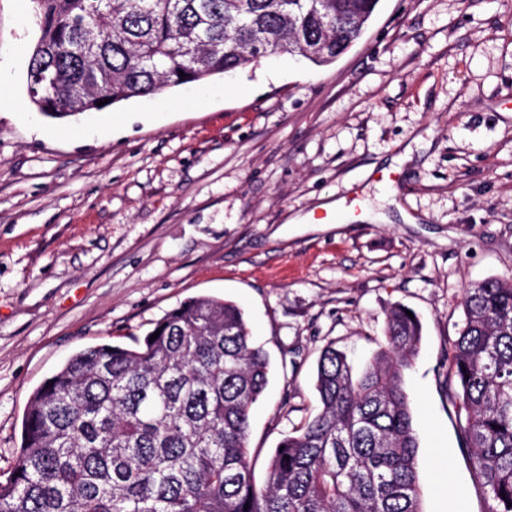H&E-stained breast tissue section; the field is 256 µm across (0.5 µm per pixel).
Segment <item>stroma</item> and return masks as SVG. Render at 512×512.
<instances>
[{"mask_svg":"<svg viewBox=\"0 0 512 512\" xmlns=\"http://www.w3.org/2000/svg\"><path fill=\"white\" fill-rule=\"evenodd\" d=\"M39 37L33 0H0V472L45 378L209 295L271 360L248 438L263 480L319 410L322 349L362 369L399 303L422 324L423 512H487L441 366L465 289L512 277V0H381L330 65L272 55L70 121L27 101ZM328 202V225L299 223Z\"/></svg>","mask_w":512,"mask_h":512,"instance_id":"stroma-1","label":"stroma"}]
</instances>
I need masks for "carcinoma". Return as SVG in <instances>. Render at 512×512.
<instances>
[{
  "label": "carcinoma",
  "mask_w": 512,
  "mask_h": 512,
  "mask_svg": "<svg viewBox=\"0 0 512 512\" xmlns=\"http://www.w3.org/2000/svg\"><path fill=\"white\" fill-rule=\"evenodd\" d=\"M33 2L41 36L27 94L40 115L65 120L270 54L329 65L380 0ZM463 306L444 383L487 512H512V278L472 285ZM406 311L391 306L385 347L358 377L344 352L321 351V409L280 440L262 485L248 436L271 362L238 305L192 297L132 346L80 351L29 399L0 512H422L404 382L421 325Z\"/></svg>",
  "instance_id": "1"
}]
</instances>
